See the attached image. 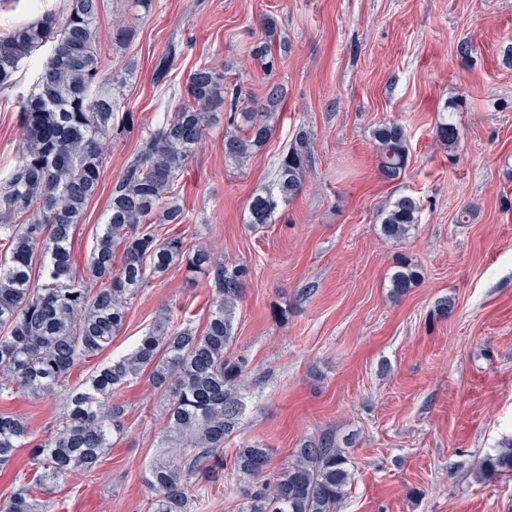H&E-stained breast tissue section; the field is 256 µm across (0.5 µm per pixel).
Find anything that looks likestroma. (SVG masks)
Returning a JSON list of instances; mask_svg holds the SVG:
<instances>
[{
  "label": "stroma",
  "mask_w": 512,
  "mask_h": 512,
  "mask_svg": "<svg viewBox=\"0 0 512 512\" xmlns=\"http://www.w3.org/2000/svg\"><path fill=\"white\" fill-rule=\"evenodd\" d=\"M66 4L0 0V32ZM267 18L287 43L270 73L249 54ZM98 26L105 71L129 73L121 110L130 119L107 145L99 192L73 237L77 273L115 180L180 104L196 66H223L225 86L241 85L258 102L273 84L287 91L267 145L243 165L225 162L223 126L207 130L178 181L186 220L157 227L250 269L232 350L255 379L225 456L242 441L266 444L274 475L301 440L330 431L357 439L339 512H512V476L476 475L478 461L512 437V0H156L148 14L132 0H104ZM120 27L131 30L129 42H117ZM172 45L168 81L155 84V62ZM34 73L24 69L14 91L0 94L1 173L22 144L17 97ZM444 117L459 130L456 147L436 137ZM388 121L408 133V165L393 182L378 171L372 137ZM301 127L314 157L301 194L275 223L250 227L248 200L271 186ZM401 195L418 198L420 221L407 239L389 241L381 213ZM404 258L420 278L394 301L389 278ZM444 298L453 308L440 319L433 309ZM210 302L207 278L172 266L71 384L129 353L159 318L204 327ZM116 397L126 407L121 434L95 472L52 484L50 512H147L144 476L158 453L163 401L145 375ZM64 405L60 394L0 398V412L24 419L36 442ZM241 485L224 470L197 512H239Z\"/></svg>",
  "instance_id": "obj_1"
}]
</instances>
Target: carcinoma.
<instances>
[{
	"label": "carcinoma",
	"instance_id": "obj_1",
	"mask_svg": "<svg viewBox=\"0 0 512 512\" xmlns=\"http://www.w3.org/2000/svg\"><path fill=\"white\" fill-rule=\"evenodd\" d=\"M103 5L104 0H68L60 17L45 12L0 33V93L15 88L24 63L49 51L30 91L18 96L23 143L16 165L0 179V398L66 393L49 437L32 448V460L43 470L39 485L20 487L0 503V512H49L38 495L50 491V482L76 470L94 472L126 414L115 393L144 371L164 397L166 419L156 435L163 456L146 474L154 491L148 512L197 508L201 490L218 477L224 444L236 436L243 415L241 390L250 371L248 360L231 355V347L248 268L229 267L206 248L189 257L180 237L161 239L155 225L185 221L177 179L206 129L225 122L224 158L243 164L270 139L283 88L272 85L265 103L252 107L241 85L224 86L218 67L204 63L192 70L182 104L151 127L114 182L104 229L86 276L79 278L70 240L98 192L106 142L119 131L120 102L112 86L122 80L103 72L96 24ZM276 34L268 21L265 39L250 47L251 57L269 73L275 68ZM373 137L381 174L398 179L408 164L405 127L384 123ZM437 137L456 145L457 126L441 120ZM310 139L308 130L298 129L277 159L272 188L250 200L247 223H274L278 210L302 191L312 168ZM419 213L414 196L396 198L382 217V235L406 238ZM37 254L45 264L35 284ZM183 261L203 273L213 291L204 330L190 320L176 327L158 320L130 353L70 386L74 367L98 357L120 333L141 288ZM416 279L410 265L401 266L391 276L390 297L404 296ZM27 443L26 421L0 413V466ZM271 454L265 444H244L235 450L232 469L257 476ZM476 473L482 480L512 475V438L480 460ZM350 480L342 447L334 434L323 433L304 440L284 471L245 490L241 512H337Z\"/></svg>",
	"mask_w": 512,
	"mask_h": 512
}]
</instances>
